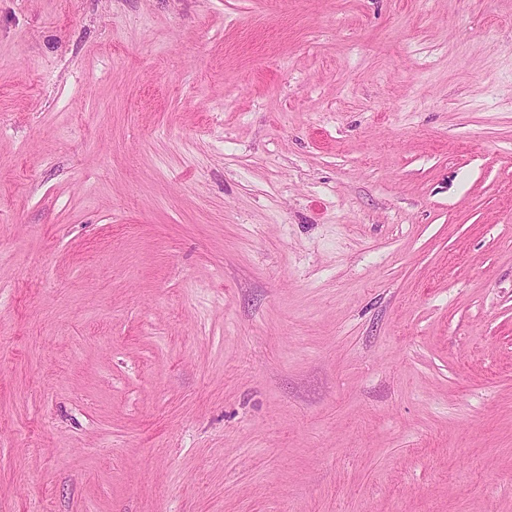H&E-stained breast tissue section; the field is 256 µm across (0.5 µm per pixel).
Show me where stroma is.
<instances>
[{"instance_id":"1","label":"stroma","mask_w":512,"mask_h":512,"mask_svg":"<svg viewBox=\"0 0 512 512\" xmlns=\"http://www.w3.org/2000/svg\"><path fill=\"white\" fill-rule=\"evenodd\" d=\"M0 512H512V0H0Z\"/></svg>"}]
</instances>
